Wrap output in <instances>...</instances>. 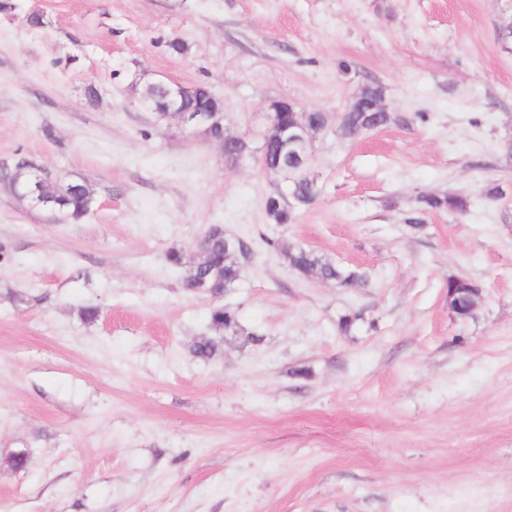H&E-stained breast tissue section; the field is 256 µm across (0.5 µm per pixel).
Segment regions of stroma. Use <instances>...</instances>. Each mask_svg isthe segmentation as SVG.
<instances>
[{
    "label": "stroma",
    "mask_w": 512,
    "mask_h": 512,
    "mask_svg": "<svg viewBox=\"0 0 512 512\" xmlns=\"http://www.w3.org/2000/svg\"><path fill=\"white\" fill-rule=\"evenodd\" d=\"M12 2L0 166L94 203L72 224L0 185V512H512V0ZM138 74L208 86L248 154L151 121ZM369 83L391 123L339 140ZM277 101L326 116L320 194L291 224L258 163ZM451 190L468 213L406 224ZM213 224L252 248L218 301L166 260ZM288 246L367 284L304 278ZM455 276L481 288L465 320ZM217 303L243 333L202 361Z\"/></svg>",
    "instance_id": "obj_1"
}]
</instances>
